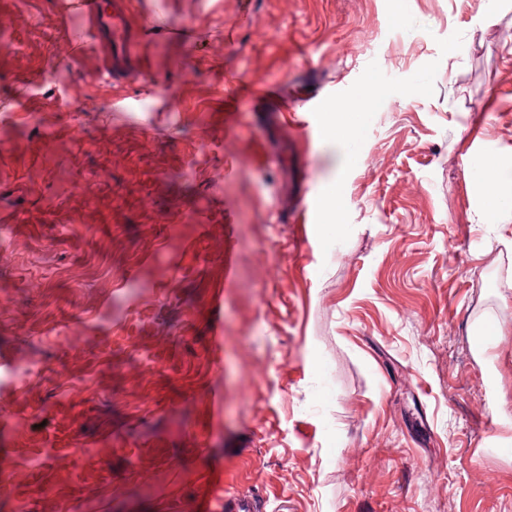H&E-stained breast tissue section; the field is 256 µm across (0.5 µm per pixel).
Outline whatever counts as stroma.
Here are the masks:
<instances>
[{"mask_svg":"<svg viewBox=\"0 0 512 512\" xmlns=\"http://www.w3.org/2000/svg\"><path fill=\"white\" fill-rule=\"evenodd\" d=\"M133 12L112 87L65 0H0V512H203L219 473L264 512H512V223L478 219L512 0Z\"/></svg>","mask_w":512,"mask_h":512,"instance_id":"35a3bbf8","label":"stroma"}]
</instances>
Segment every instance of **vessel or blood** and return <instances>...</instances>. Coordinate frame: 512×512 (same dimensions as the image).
<instances>
[{"label": "vessel or blood", "instance_id": "obj_1", "mask_svg": "<svg viewBox=\"0 0 512 512\" xmlns=\"http://www.w3.org/2000/svg\"><path fill=\"white\" fill-rule=\"evenodd\" d=\"M72 8L88 21L93 43L103 54V67L113 83L129 84L143 74L140 66V37L133 22L131 0H72ZM213 501L224 512H256L249 498L229 495L223 477L211 480Z\"/></svg>", "mask_w": 512, "mask_h": 512}]
</instances>
